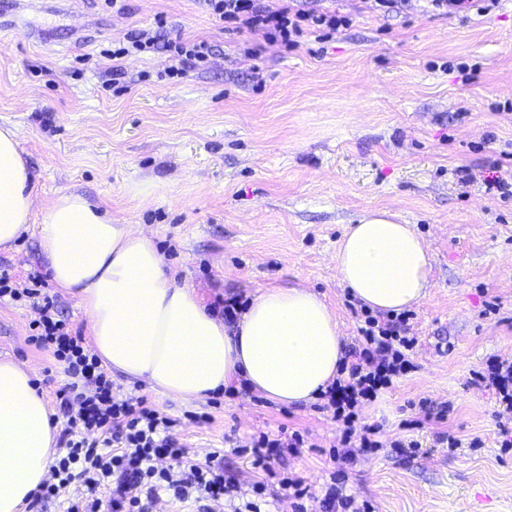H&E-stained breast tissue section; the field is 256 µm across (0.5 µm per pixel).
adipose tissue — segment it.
<instances>
[{"mask_svg": "<svg viewBox=\"0 0 512 512\" xmlns=\"http://www.w3.org/2000/svg\"><path fill=\"white\" fill-rule=\"evenodd\" d=\"M31 174L12 129L0 128V248L29 222ZM54 285L76 296L95 354L152 390L190 402L245 380L276 404L304 405L336 376L343 336L335 312L302 286L257 289L235 325L208 309L164 268L151 238L59 195L40 229ZM336 268L353 298L394 314L429 295L425 241L377 209L349 225ZM56 432L31 374L0 361V512H23L48 477Z\"/></svg>", "mask_w": 512, "mask_h": 512, "instance_id": "1", "label": "adipose tissue"}]
</instances>
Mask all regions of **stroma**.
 Masks as SVG:
<instances>
[{
  "label": "stroma",
  "mask_w": 512,
  "mask_h": 512,
  "mask_svg": "<svg viewBox=\"0 0 512 512\" xmlns=\"http://www.w3.org/2000/svg\"><path fill=\"white\" fill-rule=\"evenodd\" d=\"M125 5L116 13L73 0L70 13L34 15L44 45L0 36V128L15 131L34 189V223L0 250V270L19 280L45 272L38 223L74 192L140 225L206 304L301 285L324 296L349 344L362 306L337 277L336 245L364 212L390 210L428 245L430 294L409 322L416 370L363 411L381 424L383 446L346 469L342 492L370 512H512V450L499 446L512 413L472 380L488 357L512 362V199L485 188L492 163L512 154V0L464 17L434 14L426 0L385 14L362 0H302L350 23L296 49L228 31L205 0ZM160 17L168 35L213 45L210 64L169 80L158 76L164 54L101 56ZM502 163L499 176L512 180V161ZM36 316L27 303L0 302V360L34 374L49 396L67 377L29 345ZM112 380L166 413L211 414L181 436L202 464L223 449L244 501L264 474L225 435L247 445L283 428L308 434L310 447L274 468L303 480L307 512H321L341 444L331 413L227 391L188 403ZM423 398L451 404L447 421L402 428L422 417ZM448 432L462 447L440 441Z\"/></svg>",
  "instance_id": "stroma-1"
}]
</instances>
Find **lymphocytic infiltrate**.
I'll use <instances>...</instances> for the list:
<instances>
[{
	"label": "lymphocytic infiltrate",
	"instance_id": "f902f5d3",
	"mask_svg": "<svg viewBox=\"0 0 512 512\" xmlns=\"http://www.w3.org/2000/svg\"><path fill=\"white\" fill-rule=\"evenodd\" d=\"M217 19L232 30L299 46L302 37L330 33L349 23L334 11L315 12L299 5V0H207ZM162 52L167 64L162 74L172 78L207 64L214 53L204 40L167 38L161 32L135 31L115 49L104 50L107 58L119 59L132 53ZM42 276H29L27 283L0 273V299L28 300L39 312L32 324L31 344L51 350L63 363L68 383L55 394L53 424L59 425L57 453L50 466L52 480L33 493V502L55 498L60 491L74 488L67 512H150L160 491H171L185 502L199 497L197 512H210L208 500L237 491L233 478L224 474L219 451H212L210 463L201 465L190 456L186 443L173 431L183 421L209 422L205 413L184 412L165 415L152 408L145 398L131 399L114 387L96 355L85 347L81 331L72 330L56 299L43 293ZM410 313L378 318L365 315L357 326V342L344 355L336 379L320 394L326 410L342 425V445L347 452L342 463H353L358 454L379 448L380 429L364 423L363 409L375 403L397 380L414 369L410 359L416 340L408 336ZM305 444L300 433L280 431L260 434L244 454L253 467L268 471V481L253 487L255 499L246 512H261L259 498L265 497L269 480H276L294 500H303L308 488L303 481L278 476L270 463L298 453ZM170 467L157 468L160 460Z\"/></svg>",
	"mask_w": 512,
	"mask_h": 512
}]
</instances>
